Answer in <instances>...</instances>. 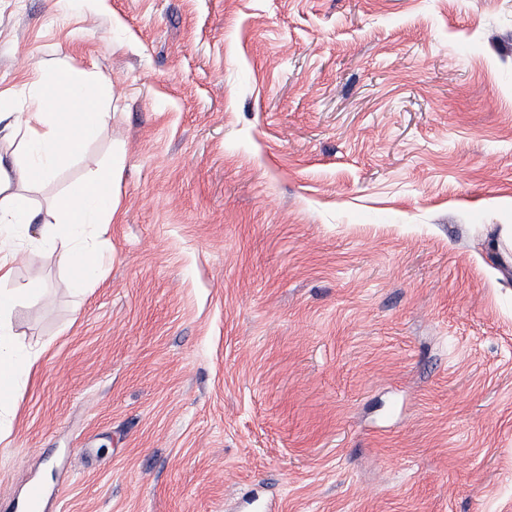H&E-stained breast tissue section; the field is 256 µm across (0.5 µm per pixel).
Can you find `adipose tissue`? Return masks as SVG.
<instances>
[{
  "label": "adipose tissue",
  "mask_w": 512,
  "mask_h": 512,
  "mask_svg": "<svg viewBox=\"0 0 512 512\" xmlns=\"http://www.w3.org/2000/svg\"><path fill=\"white\" fill-rule=\"evenodd\" d=\"M36 85L23 118L30 159L18 168L0 166V381L16 392L26 385L39 353L17 341L11 313L17 304L38 301L43 294L42 289L14 284L19 253L28 248L55 253L71 271L72 285L82 289L102 267L95 228L111 223L118 212L112 198L114 175L104 167L77 191L60 196L46 213V231L31 234L28 188L48 181L60 155L96 138L107 119L103 95L89 92L80 72L60 71L50 80H37ZM57 101L64 110L60 117L48 110ZM71 124L80 128V139L69 138Z\"/></svg>",
  "instance_id": "ef3b65f1"
}]
</instances>
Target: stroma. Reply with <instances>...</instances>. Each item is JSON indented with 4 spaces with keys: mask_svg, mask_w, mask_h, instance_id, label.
<instances>
[{
    "mask_svg": "<svg viewBox=\"0 0 512 512\" xmlns=\"http://www.w3.org/2000/svg\"><path fill=\"white\" fill-rule=\"evenodd\" d=\"M112 84L84 291L13 327L0 512H512V0H0V98Z\"/></svg>",
    "mask_w": 512,
    "mask_h": 512,
    "instance_id": "obj_1",
    "label": "stroma"
}]
</instances>
